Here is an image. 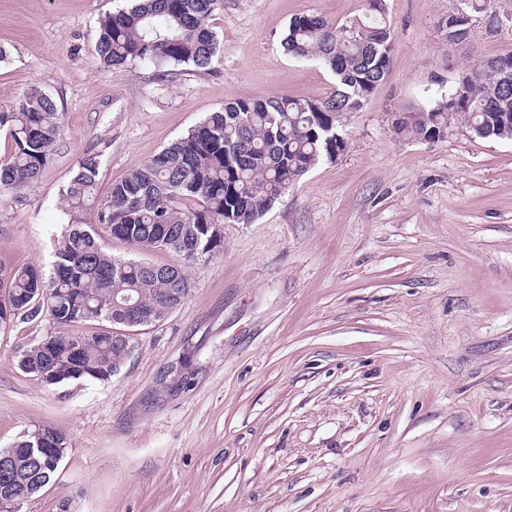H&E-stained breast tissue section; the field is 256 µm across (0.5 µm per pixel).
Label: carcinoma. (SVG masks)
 Returning <instances> with one entry per match:
<instances>
[{"label":"carcinoma","mask_w":512,"mask_h":512,"mask_svg":"<svg viewBox=\"0 0 512 512\" xmlns=\"http://www.w3.org/2000/svg\"><path fill=\"white\" fill-rule=\"evenodd\" d=\"M222 0H133L99 21L95 49L103 64L135 62L155 66L191 64L207 69L217 55L209 18ZM497 0H464V12L482 17ZM448 41L468 34L464 20L448 15ZM395 34L383 0H367V14L343 22L314 14L293 18L283 38L287 54L315 59L336 78L324 99L239 97L224 103L151 159L112 183L97 197L98 155L89 153L62 191L67 217L48 271L31 264L0 265V335L21 312H46L59 331L56 353L37 341L24 350L18 367L47 385L70 381L105 382L123 349L112 332L75 336L78 324H112L126 302L138 303L145 326L164 318L190 294L186 267L224 251L215 224H251L322 161H333L347 146V115L360 111L387 75ZM426 122H393L396 134L415 141L447 137L463 126L474 138L512 139V53L492 58L469 72L466 83L425 111ZM64 127L52 96L31 87L0 112L7 150L0 157V193L13 194L35 181L48 163ZM140 252L178 254V265H155L116 258L101 232ZM49 438L57 448L66 439L44 429L28 433L20 448ZM62 460L22 464L0 476L23 491L43 476L53 477Z\"/></svg>","instance_id":"carcinoma-1"}]
</instances>
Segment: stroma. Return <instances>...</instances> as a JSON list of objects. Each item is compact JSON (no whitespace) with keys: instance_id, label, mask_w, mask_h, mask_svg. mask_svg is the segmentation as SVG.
I'll return each mask as SVG.
<instances>
[{"instance_id":"stroma-1","label":"stroma","mask_w":512,"mask_h":512,"mask_svg":"<svg viewBox=\"0 0 512 512\" xmlns=\"http://www.w3.org/2000/svg\"><path fill=\"white\" fill-rule=\"evenodd\" d=\"M123 0H0V112L41 86L64 130L41 176L0 203V264L48 268L80 159L98 188L233 98L330 95L283 49L289 21L364 0H223L209 69L104 68ZM389 72L348 115L347 147L261 218L223 226L193 288L135 328L109 382L46 385L18 367L56 327L0 335V448L50 428L69 448L20 512H512V140L397 135L462 73L512 53V22L451 43L457 0H384Z\"/></svg>"}]
</instances>
